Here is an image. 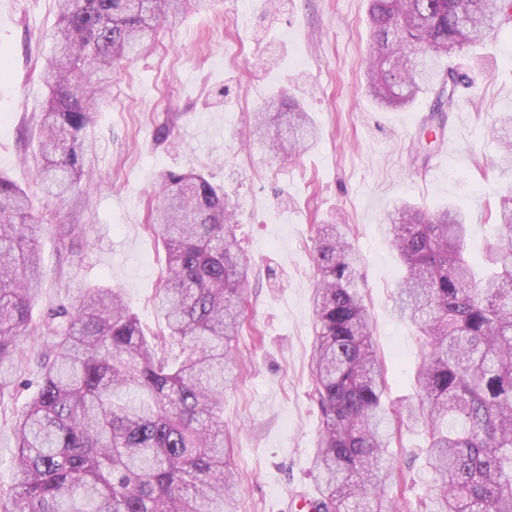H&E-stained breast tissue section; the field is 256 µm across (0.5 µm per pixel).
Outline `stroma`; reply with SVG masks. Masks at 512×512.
Instances as JSON below:
<instances>
[{"mask_svg":"<svg viewBox=\"0 0 512 512\" xmlns=\"http://www.w3.org/2000/svg\"><path fill=\"white\" fill-rule=\"evenodd\" d=\"M368 0H188L176 25H162L154 48L120 65L86 130L93 150L88 192L35 204L42 292L34 320L65 298L64 286L123 289L150 332L161 261L146 229L166 170L204 172L223 188L236 232L253 260L245 323L236 343L241 371L224 393L230 463L241 478L236 512H289V499L318 493L310 467L320 429L310 361L313 227L347 224L361 264L360 288L384 360L386 394L416 395L422 347L416 327L394 312L401 264L383 232L400 201L453 205L471 226L474 262L492 235L488 212L512 177L493 161L494 120L512 113V31L458 56L471 70L428 160L414 146L431 99L388 110L364 91ZM57 22L54 0H0V171L37 192L36 118L48 90L39 78ZM294 95L320 130L301 156L274 159L264 141L246 140L253 112L278 92ZM169 136L159 140V128ZM42 336H24L22 361L0 388V485L11 482L14 416L41 369ZM417 433L392 448L406 482L383 498L418 502L427 467Z\"/></svg>","mask_w":512,"mask_h":512,"instance_id":"stroma-1","label":"stroma"}]
</instances>
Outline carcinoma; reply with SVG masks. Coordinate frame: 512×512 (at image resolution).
Returning a JSON list of instances; mask_svg holds the SVG:
<instances>
[{"instance_id": "obj_1", "label": "carcinoma", "mask_w": 512, "mask_h": 512, "mask_svg": "<svg viewBox=\"0 0 512 512\" xmlns=\"http://www.w3.org/2000/svg\"><path fill=\"white\" fill-rule=\"evenodd\" d=\"M184 0H57L49 90L36 182L64 200L87 184L85 131L106 93L104 76L149 48ZM512 22L505 0H370L366 92L403 108L422 95L445 128L469 75L443 68ZM287 159L319 130L297 105L254 113ZM147 229L165 251L155 306L164 329L148 336L119 288L74 285L72 303L32 324L42 291L33 200L0 172V386L19 337L46 333L41 380L15 416L12 483L0 512H234L240 483L224 457V390L231 343L244 321L252 259L233 231L224 191L204 173L165 171ZM497 240L483 269L468 255L461 211L394 207L387 233L405 271L395 311L423 337L417 400L386 405L382 361L359 285L360 258L345 227L314 225L316 340L311 367L321 427L312 460L321 489L313 512H412L378 491L394 476L396 431L425 434L432 512H512V197L492 214Z\"/></svg>"}]
</instances>
